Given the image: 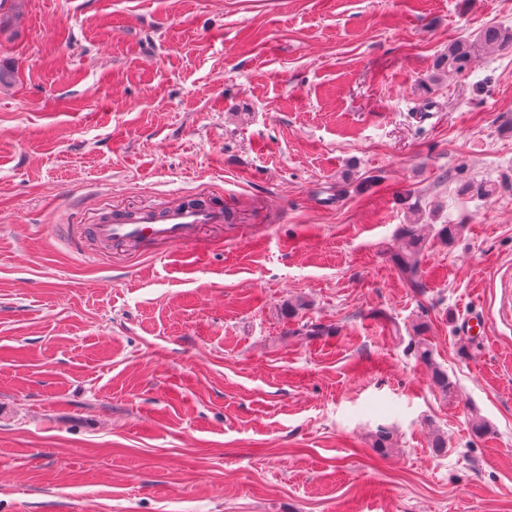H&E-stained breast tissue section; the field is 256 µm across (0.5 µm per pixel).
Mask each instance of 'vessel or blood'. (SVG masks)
<instances>
[{
	"mask_svg": "<svg viewBox=\"0 0 512 512\" xmlns=\"http://www.w3.org/2000/svg\"><path fill=\"white\" fill-rule=\"evenodd\" d=\"M224 221L222 207L202 201H182L159 210H110L89 224L83 234L103 242L133 245L142 240L182 245L197 240L203 225Z\"/></svg>",
	"mask_w": 512,
	"mask_h": 512,
	"instance_id": "b4317fda",
	"label": "vessel or blood"
}]
</instances>
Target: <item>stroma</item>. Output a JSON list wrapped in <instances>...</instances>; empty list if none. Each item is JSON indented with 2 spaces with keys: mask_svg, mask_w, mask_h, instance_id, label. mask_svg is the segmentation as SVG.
<instances>
[{
  "mask_svg": "<svg viewBox=\"0 0 512 512\" xmlns=\"http://www.w3.org/2000/svg\"><path fill=\"white\" fill-rule=\"evenodd\" d=\"M490 25L512 0H0V512H512V48L422 89ZM194 193L196 243L59 231ZM416 220L464 227L419 288ZM422 225L433 232V239L444 245H452L463 230L460 224H405L401 228V236L406 240V250L397 256V264L403 278L413 287L419 288L421 267L420 254L425 249L427 240L420 233ZM420 226V228H419ZM413 345V351L415 352L416 357L422 362L430 365L433 369V379L435 384L441 389L444 393H450L453 390V382L448 376V373L440 368L439 366H435L432 360V351L424 342L423 339H418L411 342V347Z\"/></svg>",
  "mask_w": 512,
  "mask_h": 512,
  "instance_id": "obj_1",
  "label": "stroma"
}]
</instances>
